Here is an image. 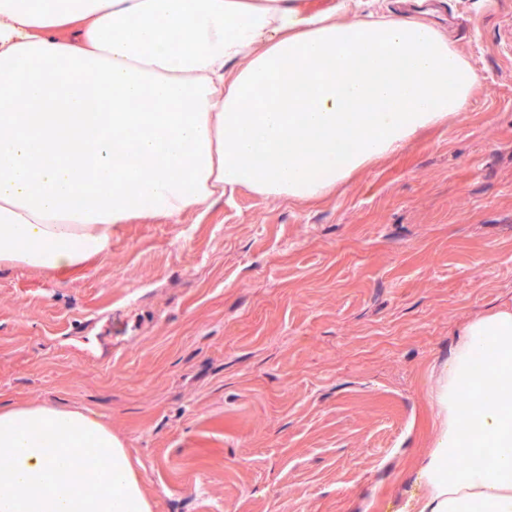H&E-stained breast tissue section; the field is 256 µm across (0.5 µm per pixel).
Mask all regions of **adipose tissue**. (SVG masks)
I'll return each instance as SVG.
<instances>
[{
  "instance_id": "ef3b65f1",
  "label": "adipose tissue",
  "mask_w": 512,
  "mask_h": 512,
  "mask_svg": "<svg viewBox=\"0 0 512 512\" xmlns=\"http://www.w3.org/2000/svg\"><path fill=\"white\" fill-rule=\"evenodd\" d=\"M477 80L426 10L0 0V264L76 268L109 251L116 225L240 187L325 197L466 111ZM482 387L491 399L466 409ZM436 401L441 432L418 468L415 512H512V306L466 325ZM0 452V512H152L92 413L0 408Z\"/></svg>"
}]
</instances>
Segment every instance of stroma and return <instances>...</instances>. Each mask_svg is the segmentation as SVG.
<instances>
[{"label": "stroma", "mask_w": 512, "mask_h": 512, "mask_svg": "<svg viewBox=\"0 0 512 512\" xmlns=\"http://www.w3.org/2000/svg\"><path fill=\"white\" fill-rule=\"evenodd\" d=\"M467 112L318 201L240 188L0 265V407L93 413L153 512H413L440 371L512 303V0H445Z\"/></svg>", "instance_id": "stroma-1"}]
</instances>
